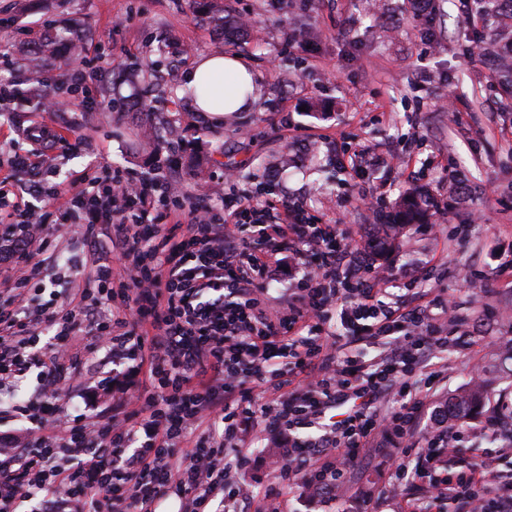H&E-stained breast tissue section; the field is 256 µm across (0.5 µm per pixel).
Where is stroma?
I'll return each instance as SVG.
<instances>
[{
    "label": "stroma",
    "mask_w": 512,
    "mask_h": 512,
    "mask_svg": "<svg viewBox=\"0 0 512 512\" xmlns=\"http://www.w3.org/2000/svg\"><path fill=\"white\" fill-rule=\"evenodd\" d=\"M225 28L212 20L207 0H0V54L9 66L0 80L21 92L0 112V178L20 202L47 210L50 184L69 185L108 167L134 176L180 179L195 205L230 209L234 196L261 194L338 224L353 245L352 263L373 260L357 248L376 231L374 212L391 211L410 186L424 188L438 207L431 224L412 225L382 270L394 287L387 303L415 305V292L449 296L458 321L441 331L447 350L433 352L432 397L419 444L443 432L434 416L441 401L471 386L481 361L485 413L512 403V375L490 363L512 345V97L504 96L481 54L491 31L468 14L464 0H447L441 16L414 0H223ZM67 31L95 49L87 65L68 48L30 62L47 34ZM221 51L241 57L256 76L254 110L214 121L197 111L183 76L200 56ZM50 82L64 109L45 112L26 91ZM44 124L62 143H32L27 130ZM287 155V174L267 162ZM27 156L35 166L17 164ZM97 244L69 230L51 237L37 304L68 301L83 284L77 266L111 259L105 225ZM326 331L336 353L368 362L382 341H356L342 306L328 307ZM256 413L241 444L246 468L224 473V487L251 496L269 490L280 512H403L392 488V466L382 444L365 449L344 490L314 494L281 476L282 458L267 450L278 434L267 430V399L254 389ZM482 419L463 424L458 453L444 456L459 473L484 451L497 454L500 481L512 480V419L504 436L481 433Z\"/></svg>",
    "instance_id": "stroma-1"
}]
</instances>
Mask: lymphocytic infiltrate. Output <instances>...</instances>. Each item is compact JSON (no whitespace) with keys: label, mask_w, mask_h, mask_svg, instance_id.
Here are the masks:
<instances>
[{"label":"lymphocytic infiltrate","mask_w":512,"mask_h":512,"mask_svg":"<svg viewBox=\"0 0 512 512\" xmlns=\"http://www.w3.org/2000/svg\"><path fill=\"white\" fill-rule=\"evenodd\" d=\"M51 198L59 224L85 215L83 236L109 225L113 259L96 264L66 305L27 316L28 285L58 224L19 208L0 181V239L12 244V274L0 281V383L35 368L45 396L42 411L18 408L29 421L27 444L0 437V512L36 498L57 512H156L172 494L186 500L184 512H224L217 460L252 418L253 390L267 384L264 365L274 358L294 379L268 384L271 427L293 431L283 475L309 470V487L332 492L375 436L409 446L426 390H409L393 410L374 402L402 387L413 367H426V347L442 342L436 323L448 312L445 299L423 297L414 313L388 305L385 272L363 279L347 266L335 225L283 202L243 195L218 219L188 206L175 179L136 182L117 169L56 188ZM287 248L307 270L284 318L265 294L284 272ZM339 299L353 336L391 338L385 357L357 368L338 359L318 329ZM42 329L55 331V342L31 350ZM99 343L111 346L113 359L140 358L142 376L128 378L137 390L120 401L124 419L57 423L64 381ZM343 403L347 411L324 434L296 436ZM445 438L417 449L412 465L397 464L399 487L421 491L406 498L405 512H436L447 500L463 512H512V482L495 480L492 456L455 475L443 471L458 433Z\"/></svg>","instance_id":"obj_1"}]
</instances>
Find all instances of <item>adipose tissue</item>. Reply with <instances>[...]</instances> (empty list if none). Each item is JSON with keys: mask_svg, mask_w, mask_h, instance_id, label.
I'll return each mask as SVG.
<instances>
[{"mask_svg": "<svg viewBox=\"0 0 512 512\" xmlns=\"http://www.w3.org/2000/svg\"><path fill=\"white\" fill-rule=\"evenodd\" d=\"M184 80L188 87L199 91L200 111L217 116L242 106V86L254 83L252 72L241 59L220 52L202 56Z\"/></svg>", "mask_w": 512, "mask_h": 512, "instance_id": "ef3b65f1", "label": "adipose tissue"}]
</instances>
